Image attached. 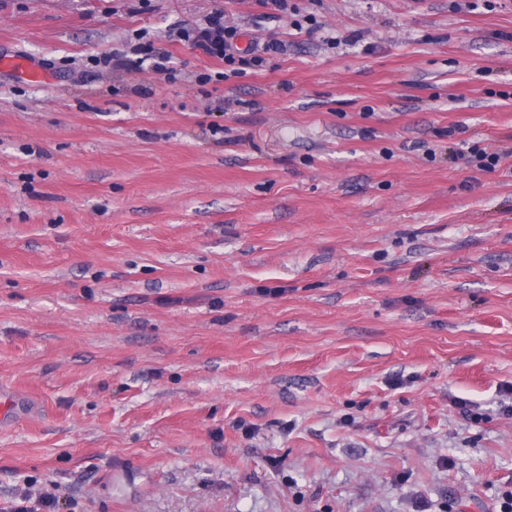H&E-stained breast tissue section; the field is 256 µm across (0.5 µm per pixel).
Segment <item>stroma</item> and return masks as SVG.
I'll return each instance as SVG.
<instances>
[{
    "mask_svg": "<svg viewBox=\"0 0 512 512\" xmlns=\"http://www.w3.org/2000/svg\"><path fill=\"white\" fill-rule=\"evenodd\" d=\"M5 55L0 512H499L512 0H0ZM239 31L237 27L222 21V17L212 16L206 20L205 26L183 31L182 37L192 40L208 55L224 61V79L246 74L247 69L260 67L267 56L281 54L285 44L280 40H269L260 50L242 52L238 47ZM260 52V53H259Z\"/></svg>",
    "mask_w": 512,
    "mask_h": 512,
    "instance_id": "obj_1",
    "label": "stroma"
}]
</instances>
